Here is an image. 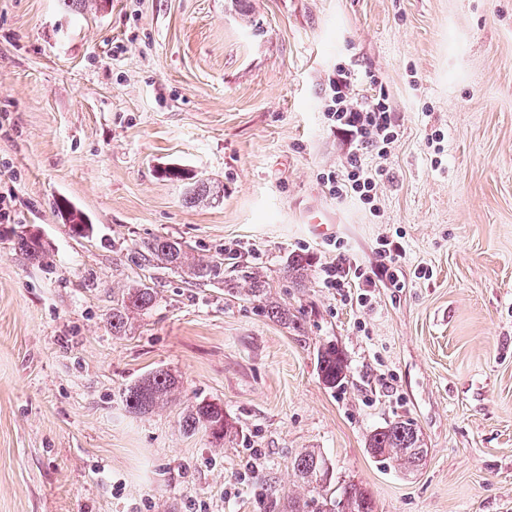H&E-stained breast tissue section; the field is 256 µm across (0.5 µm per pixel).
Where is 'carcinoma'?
I'll list each match as a JSON object with an SVG mask.
<instances>
[{
    "mask_svg": "<svg viewBox=\"0 0 512 512\" xmlns=\"http://www.w3.org/2000/svg\"><path fill=\"white\" fill-rule=\"evenodd\" d=\"M54 209L74 236L89 235L92 225L85 223L83 212L65 199L54 202ZM19 252L31 260L38 261L45 252L41 237L20 233L16 238ZM133 264L156 272L170 270L179 272L198 282L224 281V287L231 296L244 295L259 303L261 309L271 318L284 323H294V315L288 309L269 301L270 286L265 278L250 266H241L235 276L224 279V253L210 259L195 260L189 256L186 246L179 240L155 237L142 242L127 254ZM309 260L303 254L288 257L285 272L297 279L307 275ZM156 303V291L145 281H135L123 288L121 298L112 305L109 323L112 335L126 334L131 320L137 315L148 313ZM318 370L323 383L330 389L342 386L347 379L348 368L336 346L329 345L318 353ZM178 389L177 379L163 369H157L144 378L135 381L125 391V404L129 412L145 414L158 402L174 395ZM180 425L187 434L203 431L214 440L221 441L232 433L233 424L224 413V406L201 400L188 406ZM368 448L373 457L410 471L416 468L424 457L417 429L406 420H394L374 431ZM295 476L307 488L301 498H289L287 503L270 502V512H336V502H344L346 512H375L371 494L355 483L335 486L333 466L323 454L314 449L298 453L292 463Z\"/></svg>",
    "mask_w": 512,
    "mask_h": 512,
    "instance_id": "cac0c4a2",
    "label": "carcinoma"
}]
</instances>
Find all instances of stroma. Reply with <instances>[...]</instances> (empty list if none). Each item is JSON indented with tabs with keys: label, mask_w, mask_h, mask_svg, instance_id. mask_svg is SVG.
Segmentation results:
<instances>
[{
	"label": "stroma",
	"mask_w": 512,
	"mask_h": 512,
	"mask_svg": "<svg viewBox=\"0 0 512 512\" xmlns=\"http://www.w3.org/2000/svg\"><path fill=\"white\" fill-rule=\"evenodd\" d=\"M340 65L400 124L364 160L383 173L372 209L321 181L349 151L324 117ZM171 166L222 196L188 203ZM61 196L93 236L57 218ZM0 198V512H268L302 495L305 448L376 512H512V0H0ZM28 226L38 262L14 245ZM154 237L198 260L250 244L225 276L258 268L300 328L159 272L155 307L113 335L142 275L125 256ZM395 237L401 287L377 278L365 307L323 287V264L374 265ZM161 368L180 395L128 412L125 388ZM202 399L238 436L181 429ZM398 419L427 450L410 476L367 451ZM318 370L323 383L330 389L341 387L347 379V365L335 345L319 351Z\"/></svg>",
	"instance_id": "obj_1"
}]
</instances>
